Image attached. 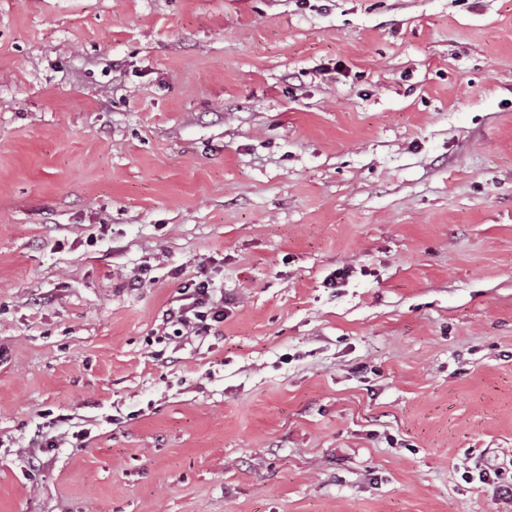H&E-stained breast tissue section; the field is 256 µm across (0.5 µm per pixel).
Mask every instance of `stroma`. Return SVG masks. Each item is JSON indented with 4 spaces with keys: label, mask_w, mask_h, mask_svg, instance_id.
Listing matches in <instances>:
<instances>
[{
    "label": "stroma",
    "mask_w": 512,
    "mask_h": 512,
    "mask_svg": "<svg viewBox=\"0 0 512 512\" xmlns=\"http://www.w3.org/2000/svg\"><path fill=\"white\" fill-rule=\"evenodd\" d=\"M489 461L512 0H0V512H512ZM181 295L184 298L176 300L188 301L171 306L166 310V324L173 329L175 337H184L192 340V337L208 335L212 329V323L224 321V299H214V290L208 280H191L184 285Z\"/></svg>",
    "instance_id": "35a3bbf8"
}]
</instances>
